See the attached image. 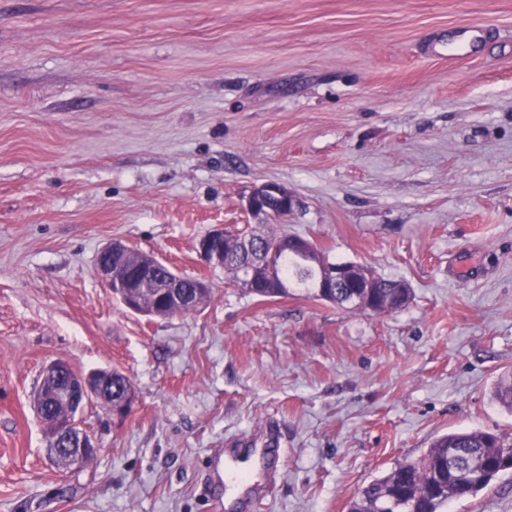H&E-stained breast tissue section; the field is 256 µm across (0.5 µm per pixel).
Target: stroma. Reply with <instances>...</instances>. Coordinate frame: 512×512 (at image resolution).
Returning <instances> with one entry per match:
<instances>
[{"instance_id":"obj_1","label":"stroma","mask_w":512,"mask_h":512,"mask_svg":"<svg viewBox=\"0 0 512 512\" xmlns=\"http://www.w3.org/2000/svg\"><path fill=\"white\" fill-rule=\"evenodd\" d=\"M485 28L477 54L455 30ZM282 232L411 289L396 312L261 298L198 241ZM200 277L195 312L127 310L107 242ZM117 369L90 463L52 459L42 369ZM512 0H0V512H219L214 449L273 428L256 512H348L440 435L512 433ZM448 512H512V474ZM272 202L288 208V212L295 205L293 197L281 186L275 183H264L253 190L247 200L246 208L253 213H263L275 217L279 211L271 205Z\"/></svg>"}]
</instances>
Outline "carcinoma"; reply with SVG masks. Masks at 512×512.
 Returning <instances> with one entry per match:
<instances>
[{
    "label": "carcinoma",
    "instance_id": "obj_1",
    "mask_svg": "<svg viewBox=\"0 0 512 512\" xmlns=\"http://www.w3.org/2000/svg\"><path fill=\"white\" fill-rule=\"evenodd\" d=\"M316 271L305 267L294 253L281 251L274 259L273 284L268 296L286 297L297 288L316 295ZM376 312H393L405 307L410 288L396 280L378 278ZM498 401L512 411V376L499 381ZM512 456V441L483 431L450 433L437 438L416 460H403L383 476L369 482L349 505V512H446L448 503L474 496L507 470L503 458Z\"/></svg>",
    "mask_w": 512,
    "mask_h": 512
}]
</instances>
